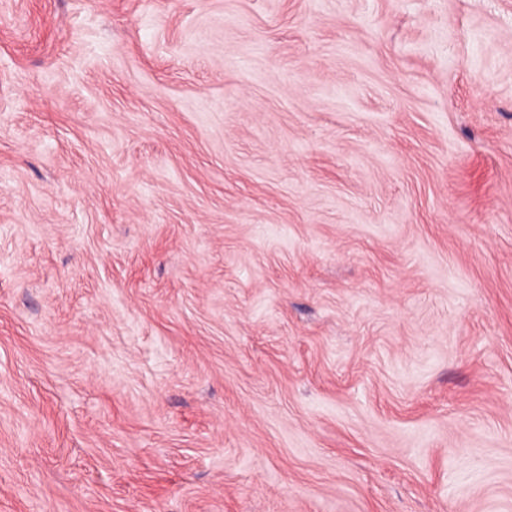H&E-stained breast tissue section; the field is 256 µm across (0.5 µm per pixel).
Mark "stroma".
<instances>
[{
  "label": "stroma",
  "instance_id": "obj_1",
  "mask_svg": "<svg viewBox=\"0 0 512 512\" xmlns=\"http://www.w3.org/2000/svg\"><path fill=\"white\" fill-rule=\"evenodd\" d=\"M0 512H512V0H0Z\"/></svg>",
  "mask_w": 512,
  "mask_h": 512
}]
</instances>
